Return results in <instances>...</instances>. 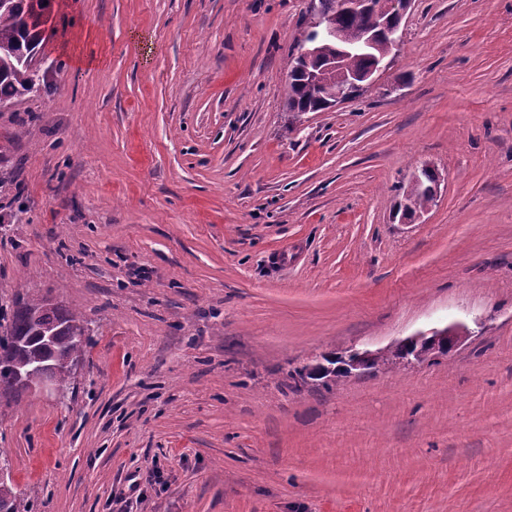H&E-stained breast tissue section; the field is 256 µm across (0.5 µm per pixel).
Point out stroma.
Masks as SVG:
<instances>
[{"instance_id":"stroma-1","label":"stroma","mask_w":512,"mask_h":512,"mask_svg":"<svg viewBox=\"0 0 512 512\" xmlns=\"http://www.w3.org/2000/svg\"><path fill=\"white\" fill-rule=\"evenodd\" d=\"M308 13L49 0L51 89L0 112V296L88 345L64 392L0 396L37 512H512V0H413L389 73L296 123ZM455 326L432 361L294 375ZM432 174L431 170L428 176L421 173L420 182H414L413 177L407 189L402 192L401 201H403V204L400 203V207L404 208L406 212L410 214L423 212L433 202V196L430 192ZM467 334V330L463 327H446L441 330H434L430 333L419 334L417 336L408 337L398 344L409 343L411 341L429 340L433 342L448 341V351L463 340Z\"/></svg>"}]
</instances>
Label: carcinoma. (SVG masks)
I'll return each instance as SVG.
<instances>
[{"mask_svg": "<svg viewBox=\"0 0 512 512\" xmlns=\"http://www.w3.org/2000/svg\"><path fill=\"white\" fill-rule=\"evenodd\" d=\"M336 2L321 0L323 11L336 13L338 37L320 41L327 54L333 53L342 39H351L359 30L374 25L369 15L337 12ZM8 3V7L0 6V105L7 108L49 89L39 59L45 33L44 0ZM305 67L306 63L294 59L286 84L285 106L295 120L329 108L344 82L342 71L329 69L323 72L320 84L311 85L304 76ZM431 184L432 176L420 175V181L411 182L402 192L401 207L410 214L425 211L433 202ZM86 344L87 327L82 317L49 296H19L10 311L0 304V364L5 368L0 372V394H20L14 376L36 363L49 366V377L67 388L72 364L82 356ZM399 353L398 348L376 353L373 369L396 365ZM0 512H32L28 500L9 480L0 481Z\"/></svg>", "mask_w": 512, "mask_h": 512, "instance_id": "obj_1", "label": "carcinoma"}]
</instances>
